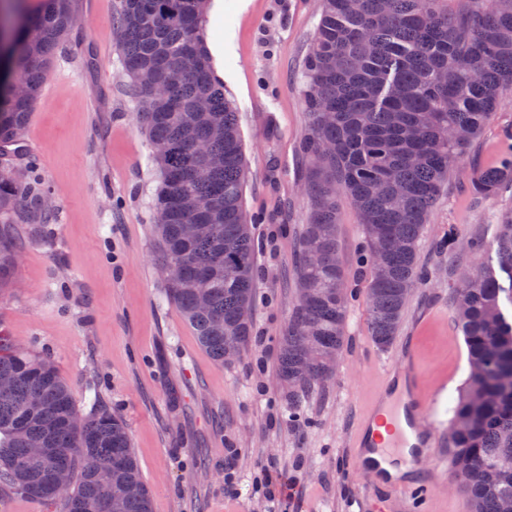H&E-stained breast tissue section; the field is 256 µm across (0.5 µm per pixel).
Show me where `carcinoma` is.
<instances>
[{"mask_svg":"<svg viewBox=\"0 0 512 512\" xmlns=\"http://www.w3.org/2000/svg\"><path fill=\"white\" fill-rule=\"evenodd\" d=\"M72 0H40L0 35V158L29 153L27 127L54 59L74 33ZM196 0H116L112 33L130 101L153 149L161 186L153 207L157 257L176 265L165 296L216 362L242 355L252 338L261 247L242 207L238 112L214 72ZM26 95L13 94L14 76ZM309 118L299 150L307 163L308 223L299 233L297 301L280 338L279 374L293 401L328 379L342 352L357 289L339 258V198L364 236L370 335L392 345L406 294L427 283L419 263L424 227L450 175L492 112L512 101V0H321L304 60ZM512 188V145L469 178L473 202ZM39 178L0 168V290L12 283L18 250L12 224H50ZM209 225L204 236L189 221ZM464 286L453 282L455 322L470 367L452 403L448 455L474 512L512 502V207ZM0 483L63 512H152L151 497L122 417L100 408L78 415L54 359L30 356L0 331ZM46 448L31 454L33 443ZM69 491L49 490L56 473ZM140 492L116 505L112 485Z\"/></svg>","mask_w":512,"mask_h":512,"instance_id":"carcinoma-1","label":"carcinoma"}]
</instances>
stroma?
Segmentation results:
<instances>
[{
    "instance_id": "1",
    "label": "stroma",
    "mask_w": 512,
    "mask_h": 512,
    "mask_svg": "<svg viewBox=\"0 0 512 512\" xmlns=\"http://www.w3.org/2000/svg\"><path fill=\"white\" fill-rule=\"evenodd\" d=\"M112 3L75 0L85 24L45 80L29 154L11 162L47 183L56 218L12 226L20 258L13 284L0 292V327L28 352L52 353L79 414L105 407L122 415L153 512H359L356 501L370 489L351 442L386 375L414 354L424 389L442 387L447 401L468 377L448 270L478 266L467 238H491L502 205L512 206V192L505 204L473 206L467 182L469 171L495 162L512 130V103L472 143L425 228L419 260L431 280L413 290L393 344L376 346L364 299L353 302L335 372L305 398L300 427L289 416L277 355L297 296L294 230L310 211L297 146L308 131L303 61L320 19L317 0H223L208 16L214 69L240 113L243 205L257 216L253 233L264 244L256 338L225 365L198 346L165 298L151 222L160 172L126 94ZM338 241L346 270L356 273L363 234L346 203ZM230 455L232 488L224 481ZM267 463L294 479L288 501L253 491L252 477ZM399 512L472 507L448 466L429 494L406 491Z\"/></svg>"
}]
</instances>
